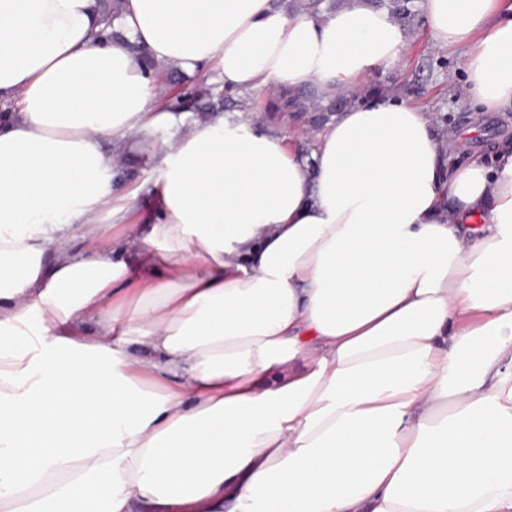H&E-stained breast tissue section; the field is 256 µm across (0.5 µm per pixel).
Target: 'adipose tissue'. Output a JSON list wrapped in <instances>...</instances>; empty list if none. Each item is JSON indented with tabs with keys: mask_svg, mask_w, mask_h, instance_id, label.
I'll return each instance as SVG.
<instances>
[{
	"mask_svg": "<svg viewBox=\"0 0 512 512\" xmlns=\"http://www.w3.org/2000/svg\"><path fill=\"white\" fill-rule=\"evenodd\" d=\"M423 8L468 96L512 106V0ZM102 14L0 0V512H512V150L445 168L383 96L308 155L158 106L170 68L358 90L405 47L367 0H126L112 39ZM152 162L144 158V155L132 154L125 163V170L122 172L121 178L124 180V189L129 191L139 187L148 177Z\"/></svg>",
	"mask_w": 512,
	"mask_h": 512,
	"instance_id": "adipose-tissue-1",
	"label": "adipose tissue"
}]
</instances>
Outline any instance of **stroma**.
I'll return each mask as SVG.
<instances>
[{"instance_id": "35a3bbf8", "label": "stroma", "mask_w": 512, "mask_h": 512, "mask_svg": "<svg viewBox=\"0 0 512 512\" xmlns=\"http://www.w3.org/2000/svg\"><path fill=\"white\" fill-rule=\"evenodd\" d=\"M400 61L378 69L369 86L384 85L388 94L421 108L432 118L462 166L479 157L493 164L496 152L512 147V110L487 112L465 94L461 54L434 46L423 15H416Z\"/></svg>"}]
</instances>
